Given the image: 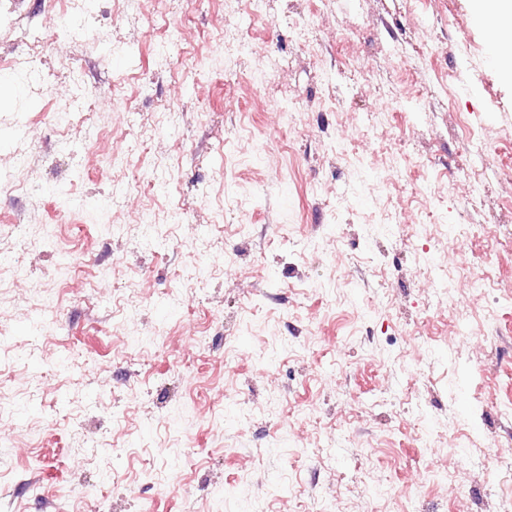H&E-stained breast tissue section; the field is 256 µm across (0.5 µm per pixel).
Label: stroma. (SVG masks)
Here are the masks:
<instances>
[{
	"instance_id": "obj_1",
	"label": "stroma",
	"mask_w": 512,
	"mask_h": 512,
	"mask_svg": "<svg viewBox=\"0 0 512 512\" xmlns=\"http://www.w3.org/2000/svg\"><path fill=\"white\" fill-rule=\"evenodd\" d=\"M106 7L0 81V495L512 512V81L472 0ZM78 91L122 106L59 132ZM41 41L39 37L34 39L32 54L26 62V66L19 67L11 61H7L6 57L0 54V73L1 75H8L16 77L20 80L32 82L38 79L39 69L35 66L36 59L40 55Z\"/></svg>"
}]
</instances>
